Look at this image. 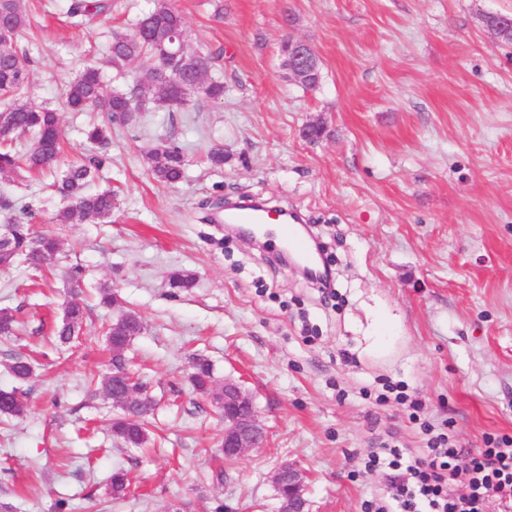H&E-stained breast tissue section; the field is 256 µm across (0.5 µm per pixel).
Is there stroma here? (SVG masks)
Returning a JSON list of instances; mask_svg holds the SVG:
<instances>
[{"label":"stroma","mask_w":512,"mask_h":512,"mask_svg":"<svg viewBox=\"0 0 512 512\" xmlns=\"http://www.w3.org/2000/svg\"><path fill=\"white\" fill-rule=\"evenodd\" d=\"M70 0H27L19 47L31 101L60 109V165L88 152L84 128L102 112L62 110L87 67L113 87L108 47L152 0H112L75 26ZM188 51L213 55L224 98L183 112L147 105L112 126L108 160L90 184L118 192L108 222L53 223L60 198L28 172L0 174V223L33 221L60 251L46 284L23 264L0 267V309L22 323L0 337V389L15 353H34L23 417L0 421V504L13 512H278L283 463L305 472L312 512H362L381 473L352 480L381 444L422 450L428 436L384 383L423 403L421 421L474 452L486 436L512 438V44L482 23L512 0H169ZM312 45L321 80L289 81L284 34ZM322 123L315 143L302 128ZM183 148L181 182H158L144 161L158 142ZM222 146L223 168L205 155ZM260 198L296 207L334 261V305L316 281L273 250L228 235L216 203ZM82 265L81 293L67 269ZM195 277L170 288L171 272ZM116 288L145 330L127 350L157 400L146 448L110 435L120 410L89 376L110 357L97 306ZM88 305L66 354L49 327L67 301ZM241 379L267 444L227 466L215 454L224 421L187 379L191 360ZM134 482L107 494L116 468ZM223 480H216V468ZM64 510H57V502Z\"/></svg>","instance_id":"stroma-1"}]
</instances>
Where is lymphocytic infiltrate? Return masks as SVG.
I'll return each mask as SVG.
<instances>
[{
  "mask_svg": "<svg viewBox=\"0 0 512 512\" xmlns=\"http://www.w3.org/2000/svg\"><path fill=\"white\" fill-rule=\"evenodd\" d=\"M383 470L384 494L367 500L364 512H512V440L488 439L472 455L438 435L421 453L379 448L365 472Z\"/></svg>",
  "mask_w": 512,
  "mask_h": 512,
  "instance_id": "lymphocytic-infiltrate-1",
  "label": "lymphocytic infiltrate"
}]
</instances>
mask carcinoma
I'll list each match as a JSON object with an SVG mask.
<instances>
[{"label": "carcinoma", "instance_id": "obj_1", "mask_svg": "<svg viewBox=\"0 0 512 512\" xmlns=\"http://www.w3.org/2000/svg\"><path fill=\"white\" fill-rule=\"evenodd\" d=\"M110 5L103 0H73L68 13L73 17L88 20L106 12ZM0 96L10 103L0 109V173H11L24 169L31 173L52 171L61 152L60 115L57 110L35 104L26 96L28 75L18 53L19 39L29 28L26 0H0ZM184 22L180 14L172 9L167 0H153V7L137 20L133 35L113 36L110 47L113 60L124 70H134L141 60L152 55L156 46L166 44L183 32ZM212 67V56L187 53L168 71L167 77L140 90L139 95L157 101L171 110H184L193 105L198 97L213 102L224 99V84L212 80L205 82L203 89L192 92L189 87L203 71ZM133 92L116 90L106 84L99 72L85 69L66 90L64 109L84 112L103 109L110 121H123L122 113L130 111ZM86 140L96 154L82 162L68 165L51 187L63 200V206L53 217L55 224H68L79 216L89 220H104L112 216L116 208L117 194L112 190L90 192L87 189L93 179V170L101 168L108 159L107 149L110 130L105 125L93 124L86 129ZM149 171L154 178L165 184H174L184 177L188 161L182 149L166 140L160 141L145 156ZM11 240L10 251L0 252V267H7L20 259L32 271L34 280L45 279V272L60 250L59 240L50 233L38 232L34 225L8 222ZM124 313L116 322L108 325V346L124 349L131 345L132 316ZM84 308L69 301L64 306L63 317L52 331L55 347L63 351L81 335L84 323ZM18 330V319L7 309L0 310V336H13ZM8 370L18 382L10 390H0V417H20L26 412L20 385L35 375L34 359L24 353L12 357ZM127 360L113 356L109 369L100 381L106 398L118 403L121 395L116 393L112 373H127ZM193 391L205 398L216 393L218 380L211 363L203 358L194 360L189 373ZM154 401L144 397L123 410V414L112 422V436L128 448H143L149 441L151 422L149 410ZM131 484L130 472L118 468L109 479L112 498L120 499Z\"/></svg>", "mask_w": 512, "mask_h": 512}]
</instances>
